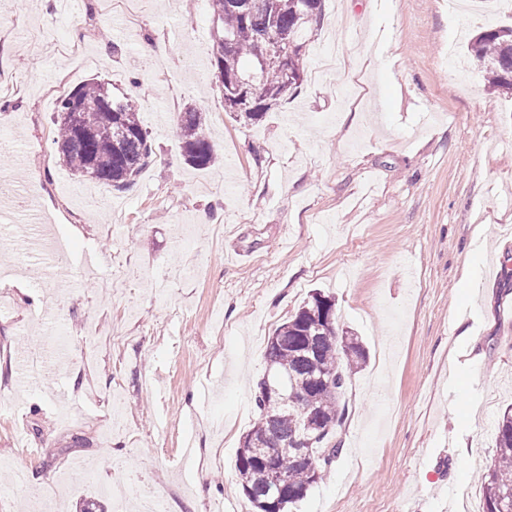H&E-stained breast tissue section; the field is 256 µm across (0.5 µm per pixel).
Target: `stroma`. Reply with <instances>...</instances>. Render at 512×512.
Segmentation results:
<instances>
[{"instance_id":"1","label":"stroma","mask_w":512,"mask_h":512,"mask_svg":"<svg viewBox=\"0 0 512 512\" xmlns=\"http://www.w3.org/2000/svg\"><path fill=\"white\" fill-rule=\"evenodd\" d=\"M511 24L512 0L465 17L447 0H324L301 84L251 122L205 73L209 0H0V183L38 177L47 232L71 246L56 262L27 225L0 226V512H139L171 491L172 512H255L235 468L255 384L315 289L368 360L340 397V454L288 512H484L483 422L512 408V92L467 45ZM42 30L82 40L85 60ZM94 77L137 104L154 153L131 189L78 198L49 88ZM188 103L215 167L184 159ZM34 348L46 369L24 384Z\"/></svg>"}]
</instances>
